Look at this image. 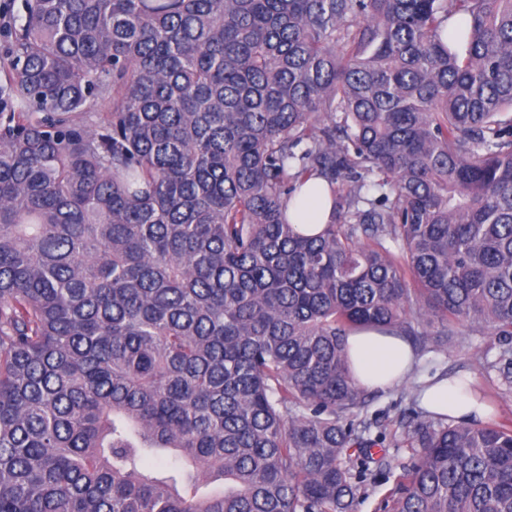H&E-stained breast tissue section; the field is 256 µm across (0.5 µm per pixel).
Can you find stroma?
<instances>
[{"label": "stroma", "mask_w": 512, "mask_h": 512, "mask_svg": "<svg viewBox=\"0 0 512 512\" xmlns=\"http://www.w3.org/2000/svg\"><path fill=\"white\" fill-rule=\"evenodd\" d=\"M496 341V336L487 330L465 337L447 351L421 354L416 373L402 386L393 388L369 406V415L379 418L386 429L382 454L389 466L366 473L360 484L354 512H380L383 499L395 486L401 465L408 463L412 457L411 450L402 441L399 423L407 415L410 406L405 394L415 386L425 385L443 371H455L459 375L473 378L477 388L491 397L493 409L499 417L512 418V390L500 387L496 378L490 377L478 360L482 351Z\"/></svg>", "instance_id": "stroma-1"}]
</instances>
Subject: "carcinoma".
Here are the masks:
<instances>
[{
    "label": "carcinoma",
    "instance_id": "obj_1",
    "mask_svg": "<svg viewBox=\"0 0 512 512\" xmlns=\"http://www.w3.org/2000/svg\"><path fill=\"white\" fill-rule=\"evenodd\" d=\"M4 18L0 512H353L359 329L489 327L512 389V0ZM404 441L390 512H512V420L413 406ZM319 191L315 187H310L304 190V193L300 196L295 208L289 210V215L293 220V224H326L330 218L331 207L329 204L323 206L319 211L316 208L307 214L305 205L309 197L318 194Z\"/></svg>",
    "mask_w": 512,
    "mask_h": 512
}]
</instances>
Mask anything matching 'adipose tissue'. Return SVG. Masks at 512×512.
<instances>
[{"label": "adipose tissue", "instance_id": "ef3b65f1", "mask_svg": "<svg viewBox=\"0 0 512 512\" xmlns=\"http://www.w3.org/2000/svg\"><path fill=\"white\" fill-rule=\"evenodd\" d=\"M348 352L357 383L366 389L387 388L403 381L411 372L415 357L402 337L375 331H359L348 338ZM422 405L431 412L466 419L476 404L460 383L441 381L427 388Z\"/></svg>", "mask_w": 512, "mask_h": 512}]
</instances>
